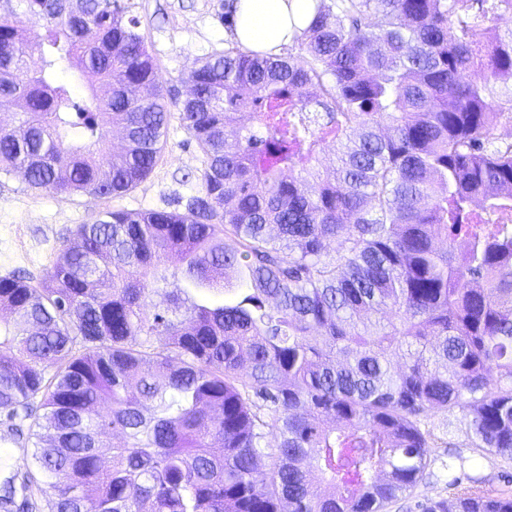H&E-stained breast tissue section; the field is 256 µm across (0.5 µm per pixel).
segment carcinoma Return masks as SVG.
<instances>
[{"instance_id":"1","label":"carcinoma","mask_w":512,"mask_h":512,"mask_svg":"<svg viewBox=\"0 0 512 512\" xmlns=\"http://www.w3.org/2000/svg\"><path fill=\"white\" fill-rule=\"evenodd\" d=\"M505 12L314 0L297 53L199 60L175 106L202 194L102 211L38 280L0 278V410L34 445L0 502L19 478L29 512H383L438 410L511 459ZM140 25L129 0H0V175L107 200L150 175L171 111ZM448 458L454 506L423 512H512Z\"/></svg>"}]
</instances>
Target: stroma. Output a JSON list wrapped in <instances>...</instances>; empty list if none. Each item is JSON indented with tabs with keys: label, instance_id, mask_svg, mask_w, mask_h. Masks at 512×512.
I'll return each mask as SVG.
<instances>
[{
	"label": "stroma",
	"instance_id": "1",
	"mask_svg": "<svg viewBox=\"0 0 512 512\" xmlns=\"http://www.w3.org/2000/svg\"><path fill=\"white\" fill-rule=\"evenodd\" d=\"M231 0H133L134 12L156 58L164 88L185 94L186 78L200 58L234 45L224 18ZM202 154L179 119H171L166 143L154 171L122 198L105 202L90 195L69 199L45 189L28 187L22 176L0 178V277L38 276L48 268L75 228L93 214L112 206L128 210H183L187 199L201 190ZM430 432L426 477L411 491L388 504L384 512H420L429 501H453L456 490L442 467L449 447L476 458V471L486 490L511 493L512 460L480 457L474 448L469 419L459 410L439 411L426 424Z\"/></svg>",
	"mask_w": 512,
	"mask_h": 512
}]
</instances>
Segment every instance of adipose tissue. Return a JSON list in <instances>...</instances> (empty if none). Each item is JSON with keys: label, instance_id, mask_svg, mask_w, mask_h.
Returning <instances> with one entry per match:
<instances>
[{"label": "adipose tissue", "instance_id": "adipose-tissue-1", "mask_svg": "<svg viewBox=\"0 0 512 512\" xmlns=\"http://www.w3.org/2000/svg\"><path fill=\"white\" fill-rule=\"evenodd\" d=\"M313 18L312 0H238L235 38L245 49L278 53Z\"/></svg>", "mask_w": 512, "mask_h": 512}]
</instances>
